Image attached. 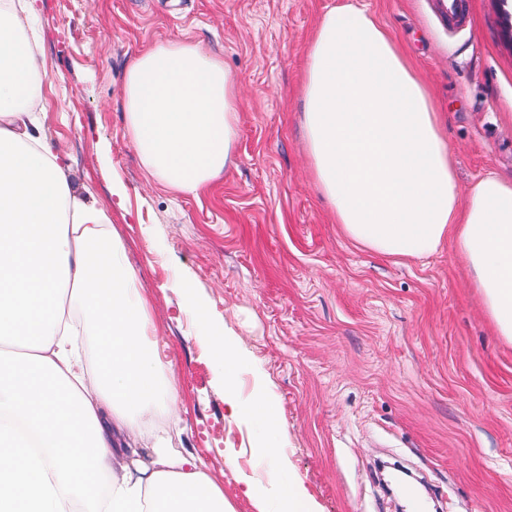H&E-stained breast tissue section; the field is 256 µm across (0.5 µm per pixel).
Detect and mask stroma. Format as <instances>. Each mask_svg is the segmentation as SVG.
<instances>
[{
  "label": "stroma",
  "mask_w": 512,
  "mask_h": 512,
  "mask_svg": "<svg viewBox=\"0 0 512 512\" xmlns=\"http://www.w3.org/2000/svg\"><path fill=\"white\" fill-rule=\"evenodd\" d=\"M346 3L406 49L460 191L511 177L512 0H469L455 29L441 0H31L36 134L109 217L180 377L179 424L159 407L140 428L201 458L234 512L272 493L271 439L318 512H396L381 460L422 478L444 512H512V344L464 261L450 244L412 260L355 248L314 184L299 126L307 55L320 18ZM167 42L219 58L239 89L234 163L193 194L150 174L126 135V70ZM194 300L245 359L234 396L261 386L278 403L272 429L233 416Z\"/></svg>",
  "instance_id": "obj_1"
}]
</instances>
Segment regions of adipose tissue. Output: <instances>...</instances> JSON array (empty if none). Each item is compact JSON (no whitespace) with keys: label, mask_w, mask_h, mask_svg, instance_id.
Instances as JSON below:
<instances>
[{"label":"adipose tissue","mask_w":512,"mask_h":512,"mask_svg":"<svg viewBox=\"0 0 512 512\" xmlns=\"http://www.w3.org/2000/svg\"><path fill=\"white\" fill-rule=\"evenodd\" d=\"M0 10V512H68L109 479L104 512H233L200 458L154 439L150 460L115 433L179 379L153 348L146 298L105 213L73 191L34 131L38 45ZM127 134L166 186L194 193L233 163L238 87L221 60L159 43L130 63ZM300 125L316 188L342 235L389 259L452 242L499 336L512 343V180L468 192L426 85L367 9L320 20ZM97 339L87 373L63 297Z\"/></svg>","instance_id":"1"}]
</instances>
